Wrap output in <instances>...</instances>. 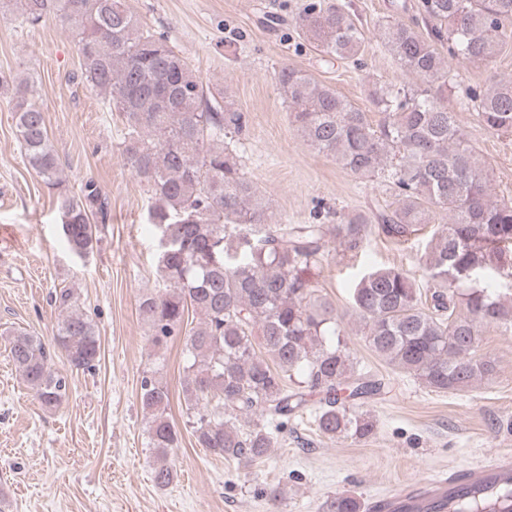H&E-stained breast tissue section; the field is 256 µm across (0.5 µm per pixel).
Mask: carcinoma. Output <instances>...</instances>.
<instances>
[{"instance_id":"obj_1","label":"carcinoma","mask_w":512,"mask_h":512,"mask_svg":"<svg viewBox=\"0 0 512 512\" xmlns=\"http://www.w3.org/2000/svg\"><path fill=\"white\" fill-rule=\"evenodd\" d=\"M19 6L23 24L52 17L75 33L83 81L123 118L121 157L150 193L154 231L171 241L158 253V278L141 296L139 313L156 346L186 335L181 389L199 447L250 467L277 447L289 418L307 411L330 440L373 434L365 399L384 383L359 370L342 337L343 316L309 277L330 238L344 255L374 229L406 241L423 224L440 225L425 260L429 298L402 270L378 269L351 288L352 311L370 350L432 391H463L496 374L495 361L477 350L484 328L512 331V301L488 292L492 282L512 280V199H493L487 165L443 93L454 81L448 59L487 66L512 39V0H414L411 21L381 25V45L412 81L368 90L376 120L314 75L280 67L276 82L303 141L350 174L394 191L389 205L335 224L273 219L237 153L244 113L226 105V93H206L187 59L124 0ZM295 25L323 57L345 60L365 50L356 16L333 0H312ZM0 83L12 85L8 105L29 165L57 192L62 238L74 254L88 255L96 245L91 219L105 215L106 199L91 180L82 195L67 192L34 84L4 72ZM464 106L488 131L512 134V78L468 89ZM211 245L216 261H198L196 253ZM54 305L57 345L73 368L93 369L99 336L78 293L58 289ZM190 311L199 315L191 328ZM9 356L44 407L65 400L66 381L51 369L39 337L14 334ZM161 368L159 362L145 372L140 399L152 481L166 488L176 478L169 456L181 433L167 416ZM361 508L352 493L328 504L329 512ZM448 512L498 510L487 498L451 503Z\"/></svg>"}]
</instances>
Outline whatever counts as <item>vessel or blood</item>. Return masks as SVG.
I'll use <instances>...</instances> for the list:
<instances>
[{
    "label": "vessel or blood",
    "instance_id": "b4317fda",
    "mask_svg": "<svg viewBox=\"0 0 512 512\" xmlns=\"http://www.w3.org/2000/svg\"><path fill=\"white\" fill-rule=\"evenodd\" d=\"M512 482V455L454 470L426 480H407L386 493L369 497L366 512H446L449 499L461 494L482 496Z\"/></svg>",
    "mask_w": 512,
    "mask_h": 512
}]
</instances>
